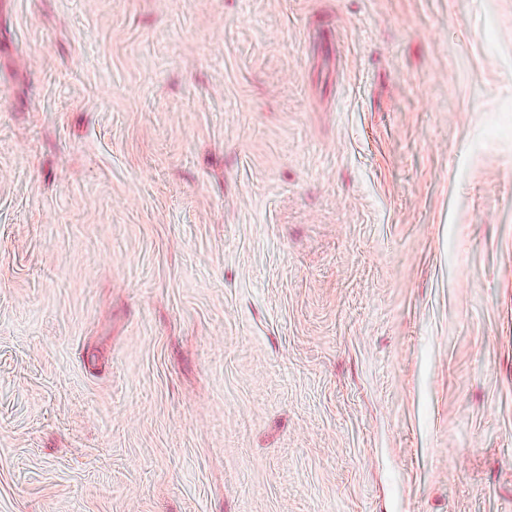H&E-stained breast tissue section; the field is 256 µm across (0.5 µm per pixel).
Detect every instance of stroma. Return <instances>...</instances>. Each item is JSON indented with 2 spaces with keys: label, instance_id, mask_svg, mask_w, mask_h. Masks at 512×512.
<instances>
[{
  "label": "stroma",
  "instance_id": "35a3bbf8",
  "mask_svg": "<svg viewBox=\"0 0 512 512\" xmlns=\"http://www.w3.org/2000/svg\"><path fill=\"white\" fill-rule=\"evenodd\" d=\"M0 512H512V0H0Z\"/></svg>",
  "mask_w": 512,
  "mask_h": 512
}]
</instances>
